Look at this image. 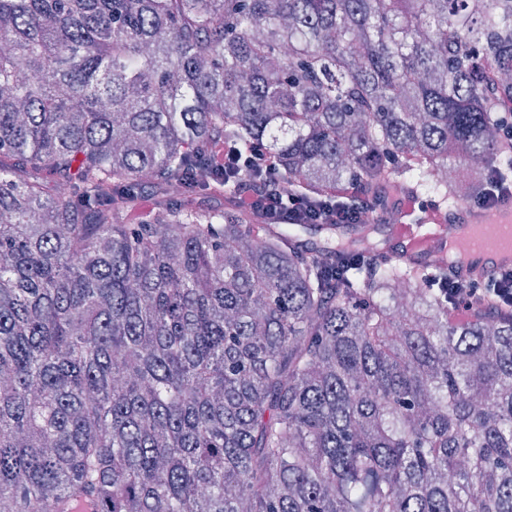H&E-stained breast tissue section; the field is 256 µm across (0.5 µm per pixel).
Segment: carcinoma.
Instances as JSON below:
<instances>
[{
	"label": "carcinoma",
	"instance_id": "cac0c4a2",
	"mask_svg": "<svg viewBox=\"0 0 512 512\" xmlns=\"http://www.w3.org/2000/svg\"><path fill=\"white\" fill-rule=\"evenodd\" d=\"M1 43L0 512H512V317L257 232L202 150L454 206L512 173V0H0ZM497 148L502 154L512 155V112H497Z\"/></svg>",
	"mask_w": 512,
	"mask_h": 512
}]
</instances>
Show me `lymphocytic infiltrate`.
<instances>
[{"instance_id":"lymphocytic-infiltrate-1","label":"lymphocytic infiltrate","mask_w":512,"mask_h":512,"mask_svg":"<svg viewBox=\"0 0 512 512\" xmlns=\"http://www.w3.org/2000/svg\"><path fill=\"white\" fill-rule=\"evenodd\" d=\"M206 162L212 174L233 169L246 176V189L239 202L263 224H357L365 215L372 223L387 224L403 207L422 212L429 208L427 200L406 194L394 199L387 211L376 212L364 187L355 180L329 185L315 196L300 190L283 193L276 178L278 157L261 142L242 154L234 152L227 142L215 140L207 148ZM442 286L448 291L451 312H470L481 302L512 311V269L500 271L486 281L457 277L443 281Z\"/></svg>"}]
</instances>
